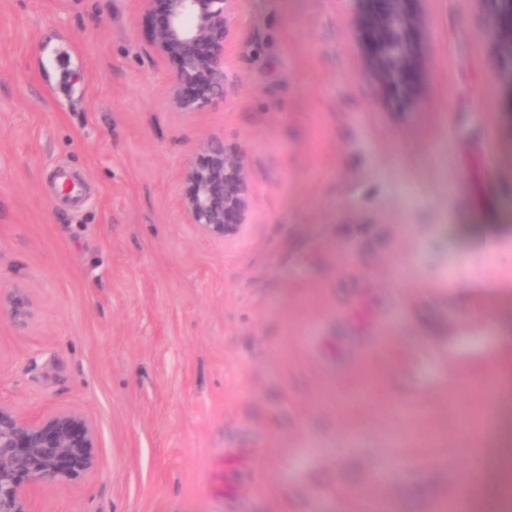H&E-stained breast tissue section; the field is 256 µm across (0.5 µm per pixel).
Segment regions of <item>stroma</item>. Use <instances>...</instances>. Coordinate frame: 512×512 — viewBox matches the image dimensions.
I'll use <instances>...</instances> for the list:
<instances>
[{"label": "stroma", "mask_w": 512, "mask_h": 512, "mask_svg": "<svg viewBox=\"0 0 512 512\" xmlns=\"http://www.w3.org/2000/svg\"><path fill=\"white\" fill-rule=\"evenodd\" d=\"M403 109L340 0H241L235 86L166 105L139 0H0V402L97 427V465L33 512H457L464 423L494 422L467 512H512V103L472 0H426ZM208 137L241 146L233 241L178 209ZM32 315V300L24 288L14 287L4 294L0 289V319L8 318L14 324L24 327Z\"/></svg>", "instance_id": "stroma-1"}]
</instances>
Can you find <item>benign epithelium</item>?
I'll use <instances>...</instances> for the list:
<instances>
[{
	"label": "benign epithelium",
	"mask_w": 512,
	"mask_h": 512,
	"mask_svg": "<svg viewBox=\"0 0 512 512\" xmlns=\"http://www.w3.org/2000/svg\"><path fill=\"white\" fill-rule=\"evenodd\" d=\"M152 19L150 48L171 72L166 103L190 116L224 100L225 54L235 35L238 0H139ZM355 46L372 81L402 103L420 99L430 63L421 0H343ZM488 21L501 89L512 103V0H474ZM179 209L203 236L238 238L249 224L252 186L245 152L210 137L181 171ZM33 315L23 288L0 293V318L24 327ZM94 423L69 409L30 418L0 403V512H31L34 486L70 487L96 463Z\"/></svg>",
	"instance_id": "benign-epithelium-1"
}]
</instances>
